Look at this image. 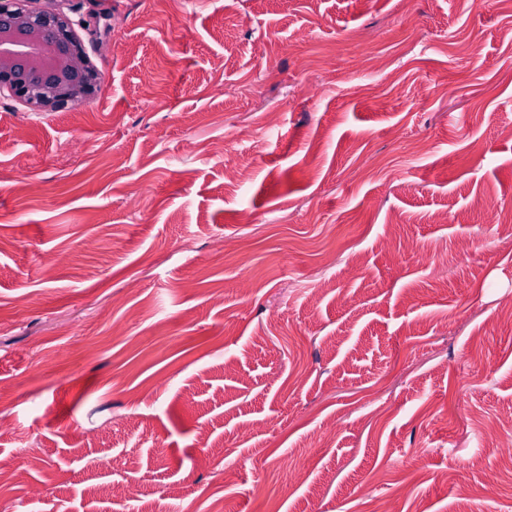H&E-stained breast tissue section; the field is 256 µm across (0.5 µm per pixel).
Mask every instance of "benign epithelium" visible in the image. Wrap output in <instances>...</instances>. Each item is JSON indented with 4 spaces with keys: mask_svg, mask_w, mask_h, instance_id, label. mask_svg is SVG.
<instances>
[{
    "mask_svg": "<svg viewBox=\"0 0 512 512\" xmlns=\"http://www.w3.org/2000/svg\"><path fill=\"white\" fill-rule=\"evenodd\" d=\"M100 83L66 14L0 0V94L53 112L91 100Z\"/></svg>",
    "mask_w": 512,
    "mask_h": 512,
    "instance_id": "7a95c632",
    "label": "benign epithelium"
}]
</instances>
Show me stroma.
Here are the masks:
<instances>
[{"instance_id":"stroma-1","label":"stroma","mask_w":512,"mask_h":512,"mask_svg":"<svg viewBox=\"0 0 512 512\" xmlns=\"http://www.w3.org/2000/svg\"><path fill=\"white\" fill-rule=\"evenodd\" d=\"M33 6L103 82L0 97V512H512V0Z\"/></svg>"}]
</instances>
